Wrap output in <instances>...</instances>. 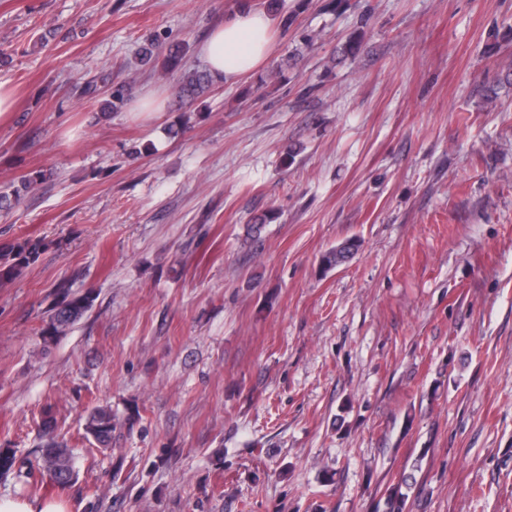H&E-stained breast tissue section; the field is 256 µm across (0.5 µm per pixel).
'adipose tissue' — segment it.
Segmentation results:
<instances>
[{
  "label": "adipose tissue",
  "mask_w": 512,
  "mask_h": 512,
  "mask_svg": "<svg viewBox=\"0 0 512 512\" xmlns=\"http://www.w3.org/2000/svg\"><path fill=\"white\" fill-rule=\"evenodd\" d=\"M275 26L271 14L246 5L214 27L200 46V57L214 80L235 81L263 64Z\"/></svg>",
  "instance_id": "adipose-tissue-1"
}]
</instances>
